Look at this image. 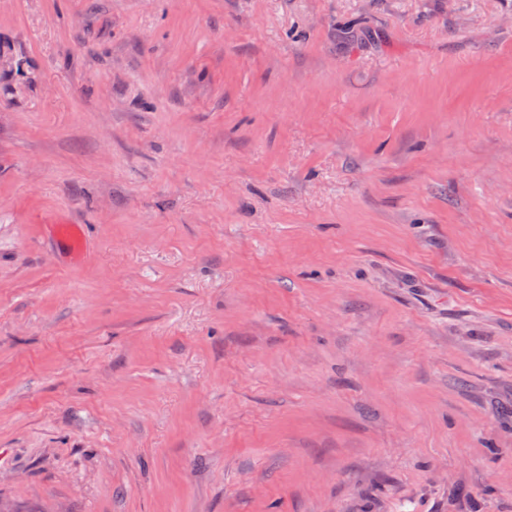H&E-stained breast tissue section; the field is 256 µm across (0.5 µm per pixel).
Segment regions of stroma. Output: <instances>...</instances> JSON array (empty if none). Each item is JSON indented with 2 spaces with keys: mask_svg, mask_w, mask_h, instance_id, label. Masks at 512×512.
<instances>
[{
  "mask_svg": "<svg viewBox=\"0 0 512 512\" xmlns=\"http://www.w3.org/2000/svg\"><path fill=\"white\" fill-rule=\"evenodd\" d=\"M0 512H512V0H0Z\"/></svg>",
  "mask_w": 512,
  "mask_h": 512,
  "instance_id": "stroma-1",
  "label": "stroma"
}]
</instances>
